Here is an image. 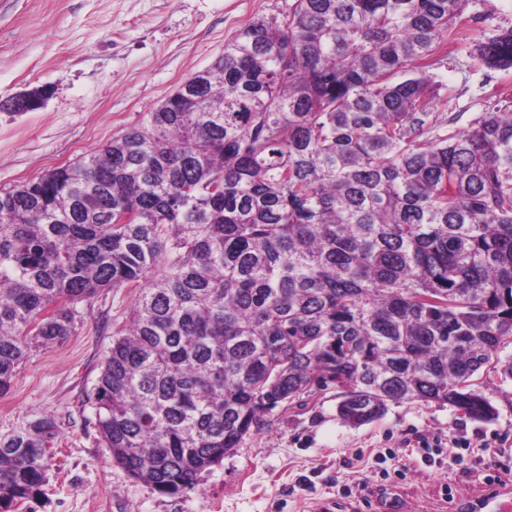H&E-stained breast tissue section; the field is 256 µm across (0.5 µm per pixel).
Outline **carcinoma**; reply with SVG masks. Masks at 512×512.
Wrapping results in <instances>:
<instances>
[{"label": "carcinoma", "mask_w": 512, "mask_h": 512, "mask_svg": "<svg viewBox=\"0 0 512 512\" xmlns=\"http://www.w3.org/2000/svg\"><path fill=\"white\" fill-rule=\"evenodd\" d=\"M469 0H294L259 15L141 126L0 190V395L77 305L134 293L86 402L136 481L193 489L279 406L333 388L496 409L512 380V105L467 130L429 68ZM512 69V28L475 42ZM132 219L124 222L121 215ZM53 417L0 435V512L36 499Z\"/></svg>", "instance_id": "cac0c4a2"}]
</instances>
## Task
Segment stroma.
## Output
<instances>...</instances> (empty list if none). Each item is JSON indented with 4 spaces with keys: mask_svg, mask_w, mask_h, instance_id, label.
Masks as SVG:
<instances>
[{
    "mask_svg": "<svg viewBox=\"0 0 512 512\" xmlns=\"http://www.w3.org/2000/svg\"><path fill=\"white\" fill-rule=\"evenodd\" d=\"M290 0H0V190L76 162L122 132L196 70L213 64L224 44L258 15ZM459 38L448 41L432 73L435 111L459 130L495 102L512 101V70L493 71L470 54L474 41L512 27V0H470ZM46 86L45 106L13 113L3 103ZM129 289L80 305L81 322L63 343L31 353L0 396V434L42 414L58 434L41 496L15 512H302L331 503L334 512H372L383 485L394 487L404 512H450L453 495L512 485V381L484 393L496 407L475 420L435 404L390 406L363 426L336 416V393L315 394L308 406L278 409L261 433L202 473L198 485L161 495L131 479L99 447L85 394L112 344V323L132 306ZM472 442L464 459L443 469L426 465L421 438ZM392 448L391 476L373 472L376 453Z\"/></svg>",
    "mask_w": 512,
    "mask_h": 512,
    "instance_id": "obj_1",
    "label": "stroma"
}]
</instances>
